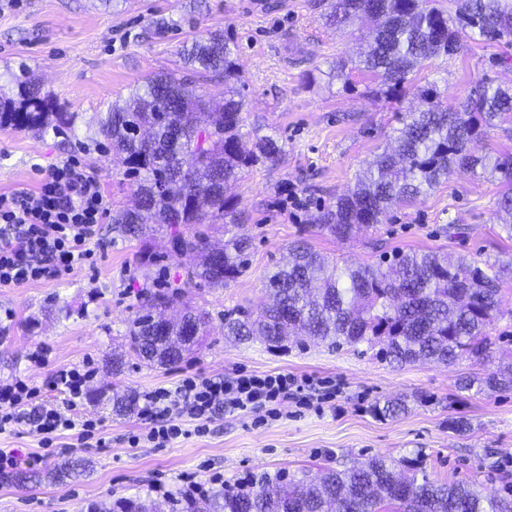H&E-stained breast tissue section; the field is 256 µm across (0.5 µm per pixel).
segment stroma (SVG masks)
I'll return each mask as SVG.
<instances>
[{"instance_id":"35a3bbf8","label":"stroma","mask_w":512,"mask_h":512,"mask_svg":"<svg viewBox=\"0 0 512 512\" xmlns=\"http://www.w3.org/2000/svg\"><path fill=\"white\" fill-rule=\"evenodd\" d=\"M258 0H119L104 9L99 0H23L0 7V87L15 77L38 80L59 111L77 113L74 128L44 134L0 124V194L36 189L52 164L79 160L99 180L107 207L132 206L135 180L111 159L106 140H93L101 113L150 75L180 65L195 36L221 31L236 54L246 106L243 133L269 135L285 149L282 163L258 165L232 184L239 201L242 233L252 240L248 267L223 288L187 283L195 260L171 254L164 232L123 239L104 217L93 267H77L54 281L0 287V379L22 375L34 381L45 401L63 415L100 419L104 448H80L70 433L55 447L19 425L0 434V449L39 458L46 470L67 458H84L91 469L62 482L19 486L0 473V512H89L94 504L145 497L156 481L177 490L180 475L218 472L225 483L254 471L344 470L374 456L400 461L401 472L426 469L441 481H473L492 495L512 494V391L487 395L459 391V378L480 375L512 362V278L503 286V313L488 331L494 342L484 364L468 359L444 366L428 361L388 365L375 350H339L313 341L288 352L258 340L224 335V315L258 312L266 301L267 277L288 261L298 239L328 258L366 265L397 250H434L457 258L512 260V240L500 227V177L455 172L434 190L406 206L392 207L379 229L342 241L317 232L311 219L318 207L335 202L356 176L391 144L404 113L416 111L419 92L437 84L444 104L456 106L478 84L512 88V42L488 43L474 31L461 37L460 53L439 57L410 74L401 95L379 93L366 76L353 74L343 85L327 74L341 58L358 57L363 44L326 24L330 0H280L269 13ZM172 22L155 33L158 19ZM157 261L143 262V252ZM164 278L185 284L186 299L209 314L207 333L174 367H150L127 352V325L139 310L146 285ZM48 348L38 366L28 354ZM126 354L113 374V351ZM92 360L91 386L99 399L83 398L70 408L49 381L57 370ZM288 373L329 379L336 394L319 407L286 404L284 417L259 421L257 414L225 413L207 433L164 448L130 447L137 416L112 412V396L128 390L146 394L174 388L184 375L230 379L236 373ZM405 399L406 412L392 418L372 414L376 401ZM463 417L471 430L458 434L450 420Z\"/></svg>"}]
</instances>
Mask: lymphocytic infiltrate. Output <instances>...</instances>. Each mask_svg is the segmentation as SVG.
<instances>
[{
    "label": "lymphocytic infiltrate",
    "mask_w": 512,
    "mask_h": 512,
    "mask_svg": "<svg viewBox=\"0 0 512 512\" xmlns=\"http://www.w3.org/2000/svg\"><path fill=\"white\" fill-rule=\"evenodd\" d=\"M106 212L98 181L70 159L49 168L36 190L0 194V287L55 280L90 259L92 245L100 241ZM309 384V378L283 373L240 374L228 380L189 376L175 389L161 387L144 395L137 412L143 429L129 436L128 443L166 447L185 435L183 419L187 416L196 420L195 430L200 434L223 412L263 410L276 420L284 401L310 404L311 397L304 392ZM38 392L22 376L0 380V433L23 423L48 437L73 430L80 443L106 447L96 421L64 417L38 401Z\"/></svg>",
    "instance_id": "obj_1"
}]
</instances>
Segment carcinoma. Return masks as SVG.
Returning <instances> with one entry per match:
<instances>
[{"mask_svg": "<svg viewBox=\"0 0 512 512\" xmlns=\"http://www.w3.org/2000/svg\"><path fill=\"white\" fill-rule=\"evenodd\" d=\"M327 20L344 27L369 18L375 22L364 56L340 59L334 77L359 72L371 77L378 90L397 95L414 69L440 56L460 52V31L476 29L488 41L512 36L509 0H464L451 17L432 0H331ZM190 71L224 81L218 101L185 75ZM240 71L222 32H209L186 47L182 67L157 73L129 96L112 103L98 122L97 134L108 141L113 160L136 177L137 203L112 211V229L140 237L147 225L175 229L170 251L199 258L193 277L210 288H222L246 268L251 246L246 236L224 241L215 250L208 230L215 224H238L239 202L224 187L250 168L275 165L284 155L279 141L255 136L251 147L241 132L245 98ZM423 109L401 118L395 145L384 149L356 179L355 185L314 215L313 227L340 240L382 223L395 205L428 193L456 169L500 173L505 189L499 209L512 216V156H479L473 143L486 129L512 123V90L491 83L477 85L469 101L448 107L436 86L421 90ZM76 112H55L34 80L16 83V91L0 94V121L46 132L73 125ZM219 252L215 258L213 252ZM288 265L268 277L269 304L254 317L241 311L224 317V335L245 341L261 337L272 348H283L289 333L307 336L332 348L380 346V359L402 365L427 359L450 365L467 357L488 358L486 327L500 312L502 281L507 268L488 260L459 257L452 262L433 251H399L376 263L355 266L330 261L302 241L290 245ZM180 288L167 282L147 295L146 312L128 326L129 352L149 366H174L196 344L186 342L185 321L196 335L205 332L207 313L186 308L179 322L165 312L183 303ZM461 391L512 389V363H501L481 377L459 380ZM134 392L112 397L113 413L136 412ZM405 404L375 403L373 413L395 416ZM79 461L60 463L46 473L20 471L18 484L65 480L79 474ZM512 512V499L488 497L474 484L440 483L427 474L403 479L395 464L382 456L361 466L328 470L318 482L296 478L280 469L261 471L243 486H222L183 512ZM90 512H164L150 498L121 499Z\"/></svg>", "mask_w": 512, "mask_h": 512, "instance_id": "carcinoma-1", "label": "carcinoma"}]
</instances>
